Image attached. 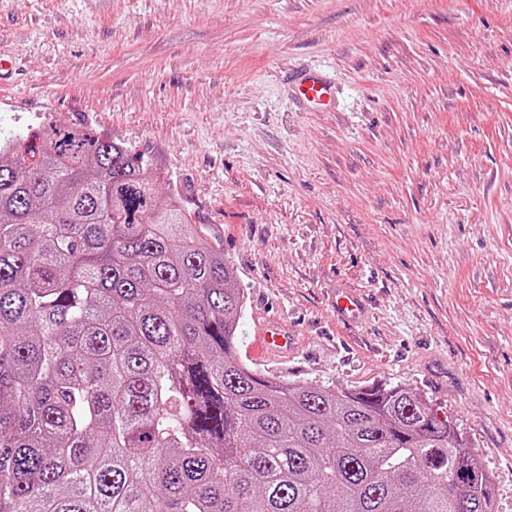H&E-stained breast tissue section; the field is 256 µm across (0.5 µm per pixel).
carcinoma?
Segmentation results:
<instances>
[{"label": "carcinoma", "mask_w": 512, "mask_h": 512, "mask_svg": "<svg viewBox=\"0 0 512 512\" xmlns=\"http://www.w3.org/2000/svg\"><path fill=\"white\" fill-rule=\"evenodd\" d=\"M0 139V512H497L418 392L238 358L224 248L141 155L80 126Z\"/></svg>", "instance_id": "1"}]
</instances>
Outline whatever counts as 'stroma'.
Here are the masks:
<instances>
[{"label": "stroma", "instance_id": "35a3bbf8", "mask_svg": "<svg viewBox=\"0 0 512 512\" xmlns=\"http://www.w3.org/2000/svg\"><path fill=\"white\" fill-rule=\"evenodd\" d=\"M0 50L1 129L145 155L231 261L246 341L296 330L262 370L423 394L512 512V0H0ZM296 95L304 103L327 106L331 103V87L319 75L301 77L296 83Z\"/></svg>", "mask_w": 512, "mask_h": 512}]
</instances>
